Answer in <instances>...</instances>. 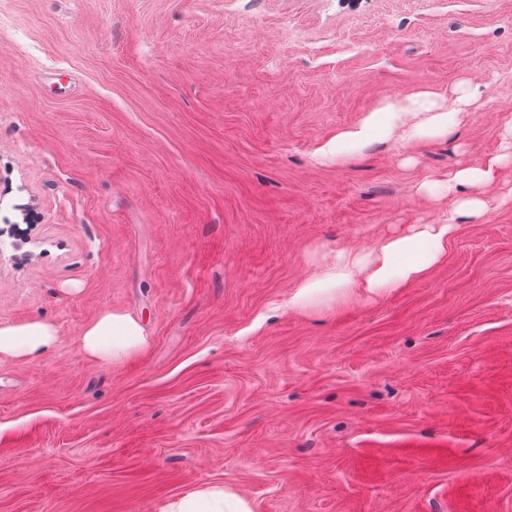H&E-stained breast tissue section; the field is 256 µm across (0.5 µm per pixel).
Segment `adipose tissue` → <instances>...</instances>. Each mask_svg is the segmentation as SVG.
<instances>
[{
  "instance_id": "1",
  "label": "adipose tissue",
  "mask_w": 512,
  "mask_h": 512,
  "mask_svg": "<svg viewBox=\"0 0 512 512\" xmlns=\"http://www.w3.org/2000/svg\"><path fill=\"white\" fill-rule=\"evenodd\" d=\"M471 101L470 95L454 99L448 112H436L426 119L408 123L409 108L395 100L383 111L371 113L360 127L340 133V140L361 144L377 127L400 130L413 138L422 129L431 128L441 135L451 134ZM457 231L455 224H416L408 231L379 240L366 254L340 253L330 265L314 271L295 289L288 305L309 309L335 299L342 290L353 289L379 295L417 281L440 263L448 252V243ZM59 341L58 327L35 319L0 325V364L15 360H33L53 349ZM85 354L100 362L123 359L143 347L146 334L138 318L129 313L104 310L80 333ZM157 512H252L243 499L227 492L223 485L208 484L159 506Z\"/></svg>"
}]
</instances>
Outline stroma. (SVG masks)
<instances>
[{
    "mask_svg": "<svg viewBox=\"0 0 512 512\" xmlns=\"http://www.w3.org/2000/svg\"><path fill=\"white\" fill-rule=\"evenodd\" d=\"M477 96L452 135L336 144L385 101ZM429 89L435 101L419 98ZM512 0H0V512H512ZM453 219L394 292L305 311L342 249ZM105 309L146 345L79 336ZM512 150V126L505 129L503 153L497 157L489 159L483 167L465 168L458 171L454 177L448 180L446 188L448 193H452L457 186L469 185L479 188L487 184L493 176L494 170L499 167L503 160ZM80 343L89 358L112 362L143 347L146 334L132 314L103 310L81 330ZM59 338L58 327L46 320L0 325V364L39 358L53 349ZM157 512H252L243 499L224 490V485L208 484L159 506Z\"/></svg>",
    "mask_w": 512,
    "mask_h": 512,
    "instance_id": "35a3bbf8",
    "label": "stroma"
}]
</instances>
